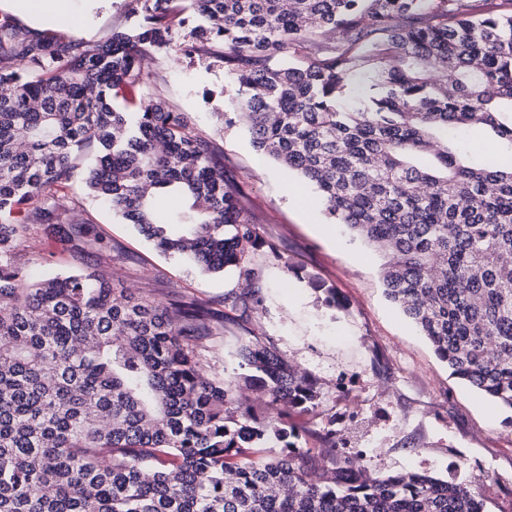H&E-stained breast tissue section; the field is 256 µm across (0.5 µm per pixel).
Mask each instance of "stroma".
Segmentation results:
<instances>
[{"label": "stroma", "mask_w": 512, "mask_h": 512, "mask_svg": "<svg viewBox=\"0 0 512 512\" xmlns=\"http://www.w3.org/2000/svg\"><path fill=\"white\" fill-rule=\"evenodd\" d=\"M64 2L82 20L76 36L100 41L126 27L135 8L133 0ZM186 43L179 38L166 54L144 61V92L188 114L194 129L214 142L225 179L239 188L267 242L248 253L261 311L248 317L225 303L238 291L235 271L206 274L189 259L160 252L79 181L68 190V204L93 222L102 245L67 242L51 225H30L14 256L27 281L99 270L116 287L145 291L162 303L194 300L213 326L196 351L213 377L245 376L238 350L252 331L317 381L320 406L291 415L308 445L333 429L364 451L374 471L442 479L455 473L475 488L486 512H512V409L451 376L388 298L379 275L383 257L331 222L297 172L255 150L248 123L232 105L234 79L219 59L187 54ZM319 281L335 288V305L316 289Z\"/></svg>", "instance_id": "obj_1"}]
</instances>
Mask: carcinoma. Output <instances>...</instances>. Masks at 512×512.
Wrapping results in <instances>:
<instances>
[{"label":"carcinoma","mask_w":512,"mask_h":512,"mask_svg":"<svg viewBox=\"0 0 512 512\" xmlns=\"http://www.w3.org/2000/svg\"><path fill=\"white\" fill-rule=\"evenodd\" d=\"M136 2L134 25L103 43L0 22V512H484L468 482L373 472L333 430L303 446L285 409L313 410L321 393L255 336L239 355L262 418L238 379L197 359L204 311L99 273L26 284L12 257L22 224L86 230L62 219V192L94 141L89 194L161 252L238 269L236 298L259 311L247 256L267 242L239 190L186 113L140 93L142 61L190 11L187 48H222L254 146L383 253L388 297L451 374L512 409V164L459 140L481 126L512 156V0L493 14L470 0ZM271 443L280 452L261 454Z\"/></svg>","instance_id":"1"}]
</instances>
